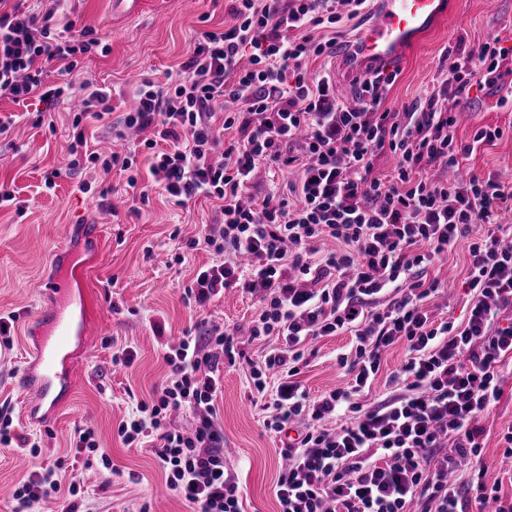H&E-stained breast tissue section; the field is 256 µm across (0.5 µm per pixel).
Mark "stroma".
<instances>
[{
    "label": "stroma",
    "mask_w": 512,
    "mask_h": 512,
    "mask_svg": "<svg viewBox=\"0 0 512 512\" xmlns=\"http://www.w3.org/2000/svg\"><path fill=\"white\" fill-rule=\"evenodd\" d=\"M76 28L95 30L110 47L106 55L82 58L71 74L51 71L52 83L83 82L131 88L146 73L177 72L199 33L230 27L233 19L229 0H195L186 7L183 0H164L163 22L145 13L122 25L112 22L111 0H73ZM371 13L349 21V32L338 41L336 54L312 62L314 70L328 72L336 85L353 99L355 73L346 59L359 40ZM500 38L512 46V0H452L444 20L390 64L387 73L396 79L389 85L385 105L395 112L410 110L448 68V56L457 47L470 48ZM470 108L456 114L457 139L469 140L474 129L492 125L504 134L464 160L461 172L475 171L512 181V103L500 105L499 93L490 88L470 92ZM74 110L70 99H61L43 112L42 125L17 123L11 146H0V184L17 190L23 211L0 209V315L16 316L10 346L0 348V412L11 415L16 432L26 435L41 448L40 462L46 467L63 465L65 478L81 486L78 512H189L180 496L165 490L164 475L152 441L143 447L127 448L116 430L119 422L160 382L165 365L157 352L155 325H162L164 337L178 342L185 330L199 319L188 304L184 290L191 284L195 268L212 263L207 249L194 251L183 264H171L183 242L199 237L204 224L214 216L212 201L192 202L189 209L170 206L150 191V201L139 204L126 197V173L112 170L101 174L90 166L77 175L58 178L53 190L43 181L52 169L66 166L73 140ZM116 204L118 214L104 215L99 206L100 191ZM96 224L101 228L97 242L85 241L64 248L68 225ZM485 225H471L465 238L449 250L443 260L427 271L437 279L444 296L435 298L436 316L463 322L468 316V296L463 287L469 262L470 242L482 237ZM91 265L92 286L99 302L97 321L102 333L90 350L80 352L75 363V381L66 405L47 423H34L23 415L24 395L20 375L28 358V326L44 305L34 283L49 276L53 266ZM254 312L253 302L241 289L230 288L214 301L206 314L217 325L237 329L244 359L224 368V393L218 400L224 426V453L244 489L246 512H279L274 494L282 460L278 439L264 426L266 413L249 385V362L260 361L265 345L248 341L246 331ZM132 346L137 358L132 367L112 363L111 342ZM347 336H327L316 343L301 375L306 389L314 395L345 386L349 380L336 363L339 354L349 352ZM502 395L481 425L484 452L481 458L455 455V468L468 475L487 466L491 479L502 482L504 492L512 491V457L503 455L501 431L512 424V366L502 372ZM94 431L99 453L112 461L104 469L97 455L77 451L75 430ZM32 469L29 455L18 448L0 446V512H12L10 493ZM138 482H130V474Z\"/></svg>",
    "instance_id": "stroma-1"
}]
</instances>
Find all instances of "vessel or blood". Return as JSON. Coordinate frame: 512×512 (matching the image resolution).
<instances>
[{
    "label": "vessel or blood",
    "instance_id": "vessel-or-blood-1",
    "mask_svg": "<svg viewBox=\"0 0 512 512\" xmlns=\"http://www.w3.org/2000/svg\"><path fill=\"white\" fill-rule=\"evenodd\" d=\"M373 21L362 32L351 62L356 66L386 63L427 27L438 21L444 0H377ZM41 295L65 292L64 300L47 304L36 319L31 335L33 358L21 380L26 395L25 414L35 422H45L61 408L60 400L51 398L53 387L67 384L70 376L63 365L71 344L89 348L98 332L95 321L96 300L91 291H73L70 276L38 281Z\"/></svg>",
    "mask_w": 512,
    "mask_h": 512
}]
</instances>
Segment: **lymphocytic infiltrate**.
Wrapping results in <instances>:
<instances>
[{
  "label": "lymphocytic infiltrate",
  "instance_id": "f902f5d3",
  "mask_svg": "<svg viewBox=\"0 0 512 512\" xmlns=\"http://www.w3.org/2000/svg\"><path fill=\"white\" fill-rule=\"evenodd\" d=\"M39 2L35 10L0 0V98L19 105L68 96L69 85L46 84L48 64L73 72L102 44L93 30L74 32L69 0ZM367 2L233 0L230 28L202 32L178 72L132 89L134 106L115 137L138 134L142 159L173 205L200 196L216 203L217 222L188 246L205 244L218 260L196 271L185 295L202 311L234 287L253 301L249 336L268 349L249 377L266 428L279 436V512H469L475 501L512 512L501 481H487L482 469L460 476L447 454L481 456L480 422L498 403L512 358V318L500 317L512 307V227L504 223L512 184L426 172L457 168L502 136L484 126L457 140L448 106L467 107L473 87H500L512 49L496 38L452 58L411 111L384 108L389 80L379 73L359 80L351 106L309 62L335 54L339 24ZM317 30L324 38H314ZM386 152L395 165L382 179L375 161ZM137 159L136 150L93 151L47 173L44 185L87 160L106 174L127 171L133 189ZM261 169L297 178L259 199L251 187ZM473 224L488 231L469 246L468 317L436 319L429 302L440 284L427 268ZM343 334L352 352L337 362L350 384L310 395L299 379L306 351ZM397 343L406 358L391 379L402 391L367 402L384 351ZM158 350L165 378L120 422L118 437L128 448L155 438L166 485L192 512H244L218 408L224 366L240 353L234 333L203 319ZM183 410L195 418L191 429L172 420ZM63 490L74 497L80 486L37 465L12 498L27 510Z\"/></svg>",
  "mask_w": 512,
  "mask_h": 512
}]
</instances>
